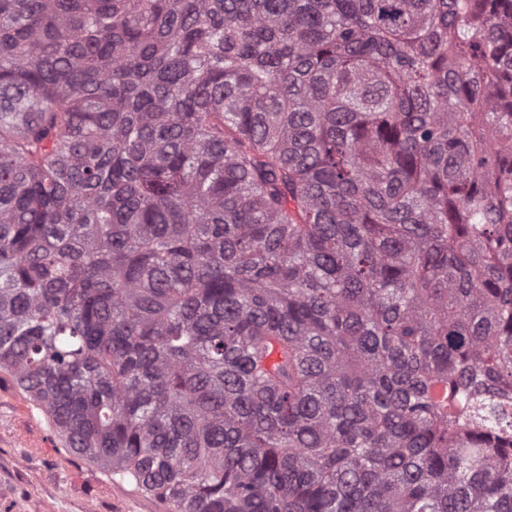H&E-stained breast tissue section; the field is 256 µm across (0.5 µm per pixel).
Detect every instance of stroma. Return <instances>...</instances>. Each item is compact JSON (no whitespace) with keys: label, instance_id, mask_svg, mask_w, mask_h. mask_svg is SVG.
Segmentation results:
<instances>
[{"label":"stroma","instance_id":"stroma-1","mask_svg":"<svg viewBox=\"0 0 512 512\" xmlns=\"http://www.w3.org/2000/svg\"><path fill=\"white\" fill-rule=\"evenodd\" d=\"M0 512H169L71 453L9 378L0 379Z\"/></svg>","mask_w":512,"mask_h":512}]
</instances>
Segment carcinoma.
Returning a JSON list of instances; mask_svg holds the SVG:
<instances>
[{"mask_svg":"<svg viewBox=\"0 0 512 512\" xmlns=\"http://www.w3.org/2000/svg\"><path fill=\"white\" fill-rule=\"evenodd\" d=\"M0 372L171 512H512V0H0Z\"/></svg>","mask_w":512,"mask_h":512,"instance_id":"carcinoma-1","label":"carcinoma"}]
</instances>
